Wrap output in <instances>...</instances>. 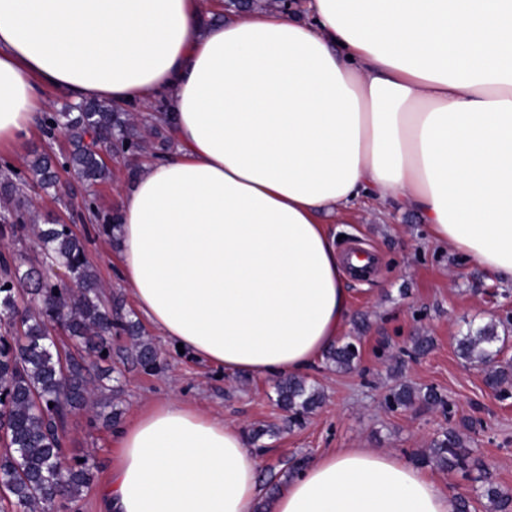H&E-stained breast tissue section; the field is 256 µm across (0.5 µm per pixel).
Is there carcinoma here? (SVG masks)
Returning a JSON list of instances; mask_svg holds the SVG:
<instances>
[{
    "mask_svg": "<svg viewBox=\"0 0 512 512\" xmlns=\"http://www.w3.org/2000/svg\"><path fill=\"white\" fill-rule=\"evenodd\" d=\"M279 8L278 0H230V10ZM161 115L132 112L121 105L100 100L70 104L41 116L42 134L51 139L64 130L71 150L63 161L45 153H34L22 169L0 159V235L21 237L35 228L45 262L69 269L73 288L35 277V271H21L22 256L0 253V392L8 402L0 407V424L7 428L0 449V499L11 512H49L59 501L73 502L88 487L91 466L70 457L61 444L60 431L71 409L91 403L90 371L85 358L69 357V375L63 376V354L55 345L47 324L58 322L67 329L87 355L103 356L110 350L108 336L125 333L133 340L137 363L146 371L158 368V353L141 339L140 326L106 305L96 273L88 264L83 242L67 224H33L31 194L47 191L59 183L58 171L76 176L89 187L110 177L98 143L112 148L116 158L137 157L151 141L164 145ZM85 218L98 234L112 236L119 224L118 213L103 214L94 201L85 203ZM501 336L494 323H487L458 340L459 356L469 363L488 367L486 383L505 392L512 384V372L496 364ZM358 357L351 342L331 348L326 361L348 370ZM276 403L288 412V422H297L322 402L319 389L300 377H288L274 385ZM437 404L440 394L428 390L419 395L410 386L393 394V404L410 406L416 401ZM448 471L469 468V452L463 438L450 429L431 443L420 458ZM478 491L497 512H505L512 499L503 494L488 472L479 474Z\"/></svg>",
    "mask_w": 512,
    "mask_h": 512,
    "instance_id": "1",
    "label": "carcinoma"
}]
</instances>
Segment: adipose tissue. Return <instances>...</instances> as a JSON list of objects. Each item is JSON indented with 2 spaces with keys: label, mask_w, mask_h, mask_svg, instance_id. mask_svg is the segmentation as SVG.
Returning <instances> with one entry per match:
<instances>
[{
  "label": "adipose tissue",
  "mask_w": 512,
  "mask_h": 512,
  "mask_svg": "<svg viewBox=\"0 0 512 512\" xmlns=\"http://www.w3.org/2000/svg\"><path fill=\"white\" fill-rule=\"evenodd\" d=\"M202 0H0V151L50 87L164 104L174 149L119 203L118 273L168 341L264 380L307 372L350 315L327 221L414 209L512 282V0H303L209 24ZM105 512H252L241 427L170 398L119 429ZM384 450L346 448L268 512H454Z\"/></svg>",
  "instance_id": "adipose-tissue-1"
}]
</instances>
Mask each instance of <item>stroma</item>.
<instances>
[{"mask_svg":"<svg viewBox=\"0 0 512 512\" xmlns=\"http://www.w3.org/2000/svg\"><path fill=\"white\" fill-rule=\"evenodd\" d=\"M111 176L97 184L92 196L99 211L108 213L136 179L142 160H108ZM84 190L79 182L63 186L60 194L33 196L39 222L70 225L84 240L89 264L103 285L105 298L120 297L123 312L135 315L134 301L120 283L111 238L96 235L80 217ZM336 249L347 253L362 247L373 251L375 265L364 277H351L350 317L340 335L354 342L360 359L354 370L339 371L318 362L305 375L324 399L321 407L289 425L276 404L273 382L247 374L224 375L219 368L179 353L143 324L160 357L156 372H143L133 362L131 339L112 337L110 355L101 368L115 369L118 380H101L99 403L122 413L120 424L171 396L198 410L224 417L244 432L279 428L266 456L264 472H280L285 464L311 461L340 448L388 450L415 464L430 443L446 429L461 434L474 464L470 471L448 472L430 465L426 471L455 496H468L470 512H491L487 499L473 490L479 469L491 471L501 490L512 494V396L499 397L485 383V368L470 364L457 353V342L468 330L495 322L504 344L499 364L512 363V283L500 282L447 248L433 244L421 215L412 209L385 210L361 204L333 219ZM432 341L429 352L418 351L414 337ZM409 385L431 388L444 405L424 402L394 407L392 391ZM84 409L68 415L64 447L90 457L94 478L70 512H103L99 489L111 478L119 458L113 442L115 428L94 421Z\"/></svg>","mask_w":512,"mask_h":512,"instance_id":"obj_1","label":"stroma"}]
</instances>
